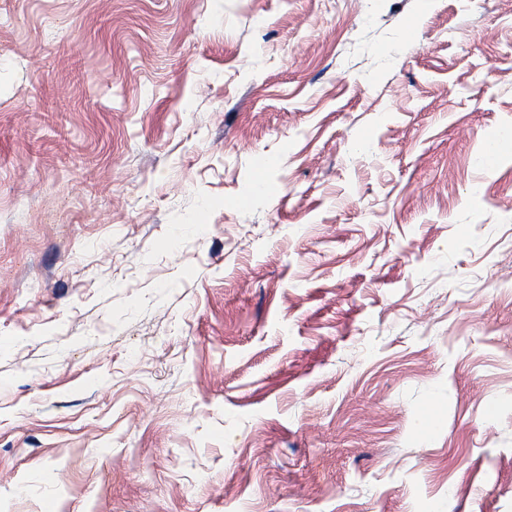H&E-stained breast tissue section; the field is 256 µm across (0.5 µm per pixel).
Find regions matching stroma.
I'll list each match as a JSON object with an SVG mask.
<instances>
[{
    "instance_id": "obj_1",
    "label": "stroma",
    "mask_w": 512,
    "mask_h": 512,
    "mask_svg": "<svg viewBox=\"0 0 512 512\" xmlns=\"http://www.w3.org/2000/svg\"><path fill=\"white\" fill-rule=\"evenodd\" d=\"M512 0H0V512H512Z\"/></svg>"
}]
</instances>
